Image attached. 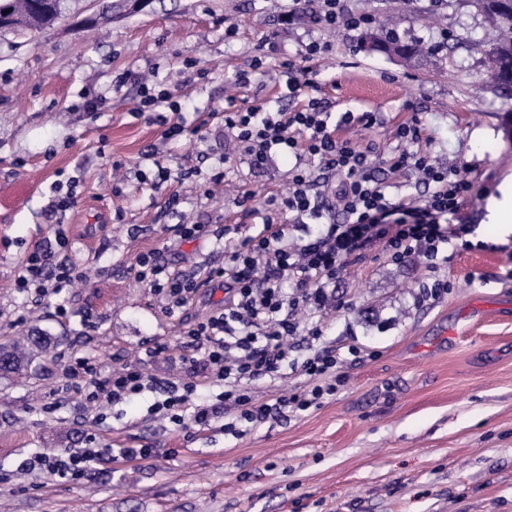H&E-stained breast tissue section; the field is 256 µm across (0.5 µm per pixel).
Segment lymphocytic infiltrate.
<instances>
[{
	"mask_svg": "<svg viewBox=\"0 0 512 512\" xmlns=\"http://www.w3.org/2000/svg\"><path fill=\"white\" fill-rule=\"evenodd\" d=\"M301 15L314 24L338 29L364 23V16L349 13L342 0H302ZM139 112H172L176 121L166 122L162 136L176 141L187 126L179 113L181 105L160 84L136 80ZM372 112H345L332 120L322 100L308 97L294 111L272 112L255 106L240 109L234 97L224 104V126L233 134L235 151L250 165L263 168L273 155L295 157L291 187L281 210L296 217L318 221L316 232L295 245H288L283 230L274 229L273 218H265L261 229L245 235L224 266L212 268L210 277L222 279L224 304L193 324L188 330L195 354L188 361L184 380L174 382L149 375L127 365L100 377L90 360L68 364L65 374L85 392L90 404H117L146 390H161L164 398L154 411L163 420L187 430L207 429L217 412L228 415L224 429L237 425L254 427L270 419H284L318 406L324 396L334 394L342 383L339 369L343 355L359 357L356 346L339 350L324 346L311 356L296 361L291 357V340L299 335L320 340L318 318L325 310L328 290L364 251L381 245L393 263L420 260L435 270L445 246L459 240L461 249H471L467 227L451 228L445 217L455 215L471 193V184L451 170L442 168L420 147L421 121L411 117L398 125L395 139L402 148L385 161L382 174L368 163L370 147L339 138L340 128L372 127ZM316 159L321 178H313L307 165ZM416 176L427 187L424 195L391 197L390 180ZM333 188L336 209L344 222H323L319 202L322 189ZM51 243L37 246L22 261L16 286L26 292L31 306L43 304L81 279L73 265L56 261ZM135 278L163 302L165 313L185 309L202 286L195 275L172 273L161 262L159 251L140 254L133 266ZM291 365L309 379L306 390L280 394L265 401L255 396L256 385L276 379L284 365ZM221 388L218 404H195L191 397L201 383ZM153 448H72L59 453L43 452L24 459L20 471L49 474L66 482L95 477L99 466L113 456L143 460L156 456Z\"/></svg>",
	"mask_w": 512,
	"mask_h": 512,
	"instance_id": "lymphocytic-infiltrate-1",
	"label": "lymphocytic infiltrate"
}]
</instances>
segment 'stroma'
Segmentation results:
<instances>
[{"instance_id": "obj_1", "label": "stroma", "mask_w": 512, "mask_h": 512, "mask_svg": "<svg viewBox=\"0 0 512 512\" xmlns=\"http://www.w3.org/2000/svg\"><path fill=\"white\" fill-rule=\"evenodd\" d=\"M293 0H65L53 28L0 31V343L40 329L52 336L28 372L0 378V512H512V237L488 224L487 199L512 176L505 128L512 96L486 88L479 44L487 23L472 0H346L383 20L400 13L401 38L441 45L442 70L406 66L360 48L356 29L282 23ZM91 19L89 30L78 22ZM328 49L311 66L332 113L372 112L371 130H347L373 145V162L394 151L393 132L411 116L423 124L430 155L472 185L453 221L471 225L473 250L449 248L439 277L447 295L420 302L427 271L396 265L374 249L350 265L333 290L345 307L322 320L326 344H355L360 361L341 367L346 382L319 406L270 420L235 436L216 418L185 437L151 415L159 395L99 408L68 390L63 369L87 357L107 375L145 359L162 378L181 372L193 319L224 302L217 286L200 288L186 313L167 315L132 266L161 251L172 269L206 274L224 245L259 224L258 213L285 195L294 157L274 156L261 170L229 153L222 119L178 144L164 141L154 113L136 118L137 86L114 90L119 73L155 71L186 121L237 105L284 110L282 65L310 39ZM192 57L205 78L191 77ZM262 58L260 70L251 61ZM248 81L237 85L239 73ZM101 98L98 112H75L80 97ZM155 150L172 177L140 183ZM125 165L115 175L113 161ZM223 167L226 185L202 195V176ZM77 177V203L52 211V186ZM177 195L176 212L165 209ZM189 221L211 232L176 244ZM64 233L58 259L90 274L70 313L49 298L26 314L15 286L34 246ZM158 353L146 358L144 347ZM110 448L158 449L148 460L115 459L93 480L71 483L23 473L36 452L81 448L88 434Z\"/></svg>"}]
</instances>
